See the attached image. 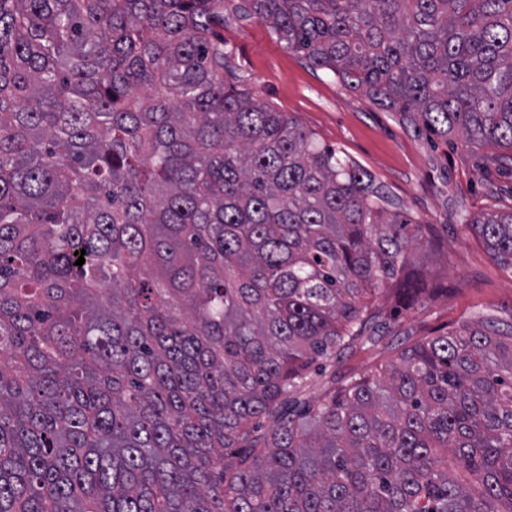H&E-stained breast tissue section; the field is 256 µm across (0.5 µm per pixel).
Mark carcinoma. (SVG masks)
Wrapping results in <instances>:
<instances>
[{"instance_id":"cac0c4a2","label":"carcinoma","mask_w":512,"mask_h":512,"mask_svg":"<svg viewBox=\"0 0 512 512\" xmlns=\"http://www.w3.org/2000/svg\"><path fill=\"white\" fill-rule=\"evenodd\" d=\"M226 14L512 151V0H0V512H512L511 324L292 408L441 242L226 82Z\"/></svg>"}]
</instances>
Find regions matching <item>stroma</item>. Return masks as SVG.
<instances>
[{
    "instance_id": "stroma-1",
    "label": "stroma",
    "mask_w": 512,
    "mask_h": 512,
    "mask_svg": "<svg viewBox=\"0 0 512 512\" xmlns=\"http://www.w3.org/2000/svg\"><path fill=\"white\" fill-rule=\"evenodd\" d=\"M224 50L237 84L354 160L443 243L437 252L409 250L416 268L439 287L435 301L400 309L374 326L379 343L338 362L333 374L317 377L308 400H318L333 377L374 370L400 343L430 327L478 318L512 321V269L493 260L467 229L477 214L512 209L511 160L496 163L494 147L456 144L414 128L403 113L378 107L313 70L257 19L225 23Z\"/></svg>"
}]
</instances>
